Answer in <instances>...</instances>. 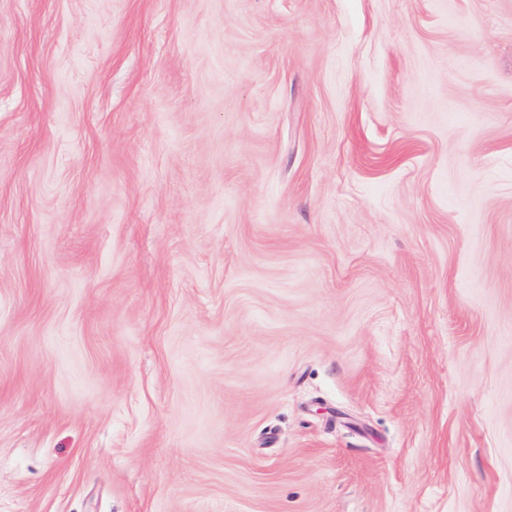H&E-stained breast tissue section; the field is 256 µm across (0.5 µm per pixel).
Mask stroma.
I'll list each match as a JSON object with an SVG mask.
<instances>
[{"instance_id":"obj_1","label":"stroma","mask_w":512,"mask_h":512,"mask_svg":"<svg viewBox=\"0 0 512 512\" xmlns=\"http://www.w3.org/2000/svg\"><path fill=\"white\" fill-rule=\"evenodd\" d=\"M0 512H512V0H0Z\"/></svg>"}]
</instances>
